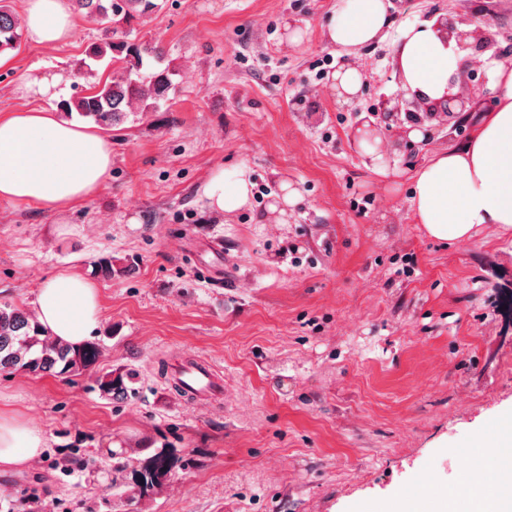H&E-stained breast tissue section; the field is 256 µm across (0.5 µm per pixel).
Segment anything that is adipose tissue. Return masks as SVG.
Wrapping results in <instances>:
<instances>
[{
	"instance_id": "adipose-tissue-1",
	"label": "adipose tissue",
	"mask_w": 512,
	"mask_h": 512,
	"mask_svg": "<svg viewBox=\"0 0 512 512\" xmlns=\"http://www.w3.org/2000/svg\"><path fill=\"white\" fill-rule=\"evenodd\" d=\"M29 40L53 47L70 40L77 24L69 0H26ZM390 26L385 0H343L327 22L325 37L348 57L383 37ZM461 57L435 23L408 26L395 48L401 86L425 101L451 92ZM493 110L459 148L436 153L411 176L407 199L415 223L438 242L470 240L478 228L512 231V63L492 68L488 86ZM112 171V137L102 130L28 109L0 115V199L59 212L96 197ZM249 171L216 172L203 188L210 211L232 214L249 206ZM38 323L51 336L73 345L86 343L101 315L97 286L80 272L64 269L45 278L32 301ZM499 474L486 483L483 467L470 465L465 477L478 495L462 499L440 491L435 500L400 503L397 512H512V417L497 433ZM43 431L10 409H0V468H23L41 456Z\"/></svg>"
}]
</instances>
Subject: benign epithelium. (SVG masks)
<instances>
[{"label": "benign epithelium", "instance_id": "obj_1", "mask_svg": "<svg viewBox=\"0 0 512 512\" xmlns=\"http://www.w3.org/2000/svg\"><path fill=\"white\" fill-rule=\"evenodd\" d=\"M463 24L462 19L449 15L440 16L436 21V26L445 31L448 38L455 39L457 52L464 54L459 90L438 102L427 103L414 95L406 96V92L401 89L390 97H382L375 112L385 119L395 117L400 112H423L425 117H413L415 123L420 125L425 118L432 120L445 117L453 120L471 111L470 77L473 60L487 50L493 51L495 56L501 54L502 50L493 34L481 28L465 30L461 28Z\"/></svg>", "mask_w": 512, "mask_h": 512}]
</instances>
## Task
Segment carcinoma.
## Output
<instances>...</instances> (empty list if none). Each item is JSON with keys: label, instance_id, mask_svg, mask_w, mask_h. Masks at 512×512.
<instances>
[{"label": "carcinoma", "instance_id": "obj_1", "mask_svg": "<svg viewBox=\"0 0 512 512\" xmlns=\"http://www.w3.org/2000/svg\"><path fill=\"white\" fill-rule=\"evenodd\" d=\"M73 10L82 18L104 25L102 38L88 45L83 66L104 60L114 52L125 53L128 66L111 80L92 87V91L60 104L67 112L92 119L105 128L119 126L130 114L147 112L159 107L167 100L172 89L169 71L166 69L140 72L142 54L161 56L157 45H146L127 41L125 27L137 18L145 17L160 8L157 0H71ZM23 26L8 5H0V52L12 50L19 45ZM99 356L98 347L85 344L74 347L45 334L36 319L27 312L10 306H0V372L27 371L45 372L61 366L63 373H78L91 366ZM133 383L129 373L108 371L98 377L97 386L107 396H121ZM123 451L112 452L116 459L115 470L130 471L132 481L120 484L121 491L115 493L119 500L150 496L155 488L165 481L180 466L181 457L174 448H156L150 456L138 461L130 468L120 461Z\"/></svg>", "mask_w": 512, "mask_h": 512}]
</instances>
